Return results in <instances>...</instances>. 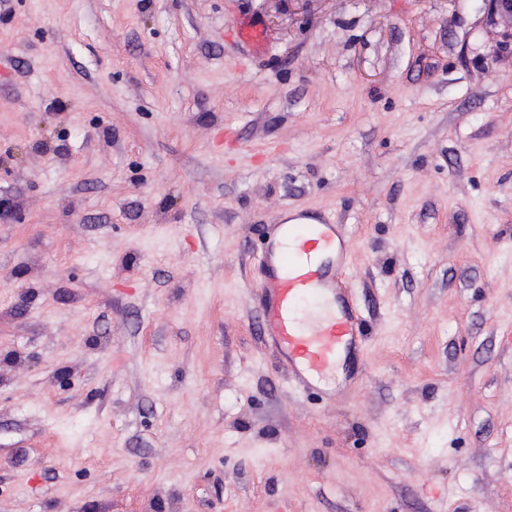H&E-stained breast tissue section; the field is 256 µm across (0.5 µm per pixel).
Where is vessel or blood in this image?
<instances>
[{
	"label": "vessel or blood",
	"instance_id": "obj_1",
	"mask_svg": "<svg viewBox=\"0 0 512 512\" xmlns=\"http://www.w3.org/2000/svg\"><path fill=\"white\" fill-rule=\"evenodd\" d=\"M349 244L340 225H275L260 262L259 327L301 390L361 348L363 331L342 277Z\"/></svg>",
	"mask_w": 512,
	"mask_h": 512
}]
</instances>
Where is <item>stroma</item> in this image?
<instances>
[{
    "instance_id": "35a3bbf8",
    "label": "stroma",
    "mask_w": 512,
    "mask_h": 512,
    "mask_svg": "<svg viewBox=\"0 0 512 512\" xmlns=\"http://www.w3.org/2000/svg\"><path fill=\"white\" fill-rule=\"evenodd\" d=\"M502 41L484 0H0V512H512ZM287 210L366 330L318 397L257 330Z\"/></svg>"
}]
</instances>
